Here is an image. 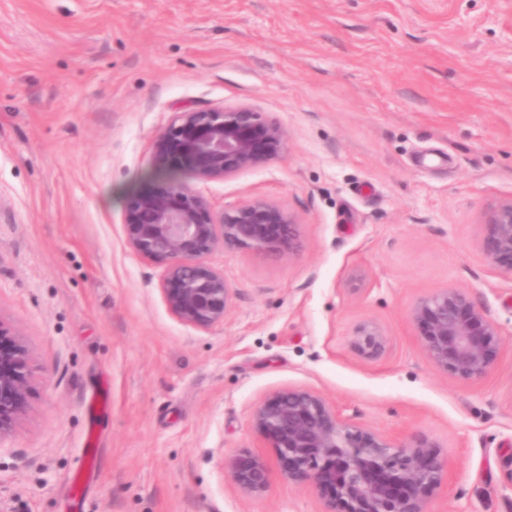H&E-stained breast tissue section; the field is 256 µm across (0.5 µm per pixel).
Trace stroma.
I'll return each mask as SVG.
<instances>
[{"mask_svg":"<svg viewBox=\"0 0 512 512\" xmlns=\"http://www.w3.org/2000/svg\"><path fill=\"white\" fill-rule=\"evenodd\" d=\"M185 106L284 129L266 167L197 189L219 211L270 199L303 240L290 260L210 254L233 300L207 332L170 314L123 224ZM510 197L512 0H0V315L32 352L0 512H322L279 470L259 498L229 476L240 453L274 459L250 421L288 386L438 442L429 512H512V276L479 248ZM448 288L502 328L476 382L410 319ZM367 320L388 340L372 361L350 344Z\"/></svg>","mask_w":512,"mask_h":512,"instance_id":"stroma-1","label":"stroma"}]
</instances>
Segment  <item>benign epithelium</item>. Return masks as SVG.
I'll use <instances>...</instances> for the list:
<instances>
[{
    "mask_svg": "<svg viewBox=\"0 0 512 512\" xmlns=\"http://www.w3.org/2000/svg\"><path fill=\"white\" fill-rule=\"evenodd\" d=\"M285 147L283 129L249 108H185L172 113L154 136L150 185L127 197L123 223L130 248L164 267V301L181 323L206 332L224 322L233 291L224 272L208 262L216 249L283 260L302 247L297 216L277 203L255 197L217 212L181 177L222 181L266 166ZM479 246L498 271L512 276V197L488 209ZM410 317L440 371L477 381L497 365L499 326L465 290L421 297ZM351 346L361 358L376 360L385 354L387 339L378 324L364 321ZM31 375L29 345L0 317V441L26 413ZM251 426L275 449L281 474L316 492L322 512H428L442 481L444 462L429 436L413 433L395 443L343 418L323 396L303 387L273 392L254 409ZM270 472L258 454H240L230 464L233 483L247 496L266 493Z\"/></svg>",
    "mask_w": 512,
    "mask_h": 512,
    "instance_id": "7a95c632",
    "label": "benign epithelium"
}]
</instances>
